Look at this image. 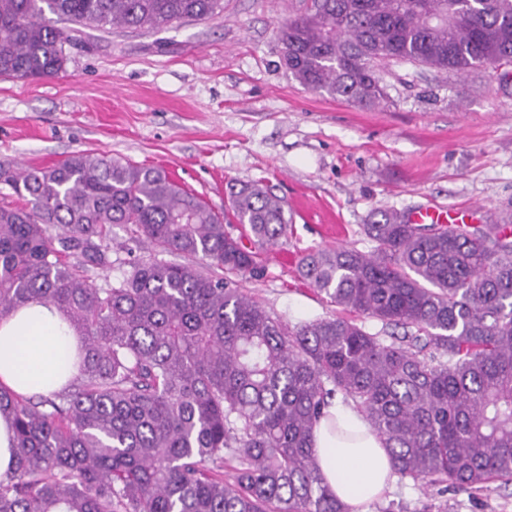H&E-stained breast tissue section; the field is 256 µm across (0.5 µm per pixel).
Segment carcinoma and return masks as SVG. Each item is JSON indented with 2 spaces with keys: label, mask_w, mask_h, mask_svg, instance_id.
<instances>
[{
  "label": "carcinoma",
  "mask_w": 512,
  "mask_h": 512,
  "mask_svg": "<svg viewBox=\"0 0 512 512\" xmlns=\"http://www.w3.org/2000/svg\"><path fill=\"white\" fill-rule=\"evenodd\" d=\"M222 11L224 0H0V77L63 71L69 35L47 13L160 30ZM279 41L302 86L373 108L391 62H512V0H306ZM0 183L22 200L0 206V316L54 305L79 338L62 388H0L16 448L0 512H347L313 448L337 396L402 478L475 489L512 478V224L380 211L363 225L370 252L301 259L337 314L292 327L235 281L288 234L285 202L256 182L232 188L222 213L165 170L109 156L0 165ZM116 225L129 231L117 249ZM142 246L155 256H136ZM112 268L116 280H92Z\"/></svg>",
  "instance_id": "obj_1"
}]
</instances>
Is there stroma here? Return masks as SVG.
Returning <instances> with one entry per match:
<instances>
[{"instance_id":"stroma-1","label":"stroma","mask_w":512,"mask_h":512,"mask_svg":"<svg viewBox=\"0 0 512 512\" xmlns=\"http://www.w3.org/2000/svg\"><path fill=\"white\" fill-rule=\"evenodd\" d=\"M300 0H224L213 18L161 32L85 28L52 78H0V164L47 167L76 153L156 166L223 211L233 184L284 199L288 236L260 255L243 290L296 325L335 308L299 259L326 246L362 252L379 210L479 205L512 223V64L462 74L392 65L390 100L361 108L300 85L279 27ZM367 512H512V481L483 489L408 478Z\"/></svg>"}]
</instances>
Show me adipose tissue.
<instances>
[{"label": "adipose tissue", "mask_w": 512, "mask_h": 512, "mask_svg": "<svg viewBox=\"0 0 512 512\" xmlns=\"http://www.w3.org/2000/svg\"><path fill=\"white\" fill-rule=\"evenodd\" d=\"M75 334L58 308L21 307L0 317V385L32 395L58 389L77 373ZM314 450L324 483L348 512L381 497L393 468L381 439L354 408L332 405L314 430Z\"/></svg>", "instance_id": "ef3b65f1"}]
</instances>
